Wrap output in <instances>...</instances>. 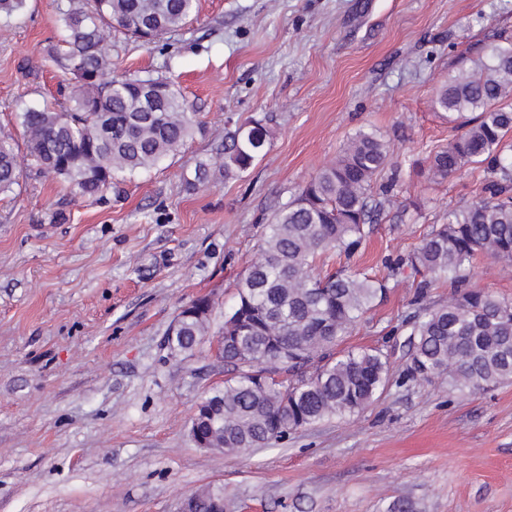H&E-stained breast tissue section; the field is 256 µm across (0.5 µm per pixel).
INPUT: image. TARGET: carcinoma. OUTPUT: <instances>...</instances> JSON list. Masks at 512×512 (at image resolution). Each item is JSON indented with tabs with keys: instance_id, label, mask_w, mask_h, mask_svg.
Returning a JSON list of instances; mask_svg holds the SVG:
<instances>
[{
	"instance_id": "1",
	"label": "carcinoma",
	"mask_w": 512,
	"mask_h": 512,
	"mask_svg": "<svg viewBox=\"0 0 512 512\" xmlns=\"http://www.w3.org/2000/svg\"><path fill=\"white\" fill-rule=\"evenodd\" d=\"M197 0H67L58 5L66 34L55 59L73 75L71 105L21 113L30 154L77 194L92 198L118 177L132 178L176 154L203 132L166 76L115 77L109 28L153 42L193 19ZM512 42L493 44L472 67L448 77L436 104L444 112H475L467 129L429 157L442 179L483 166L479 201L448 219L413 250L389 261L385 280L342 271L320 277L316 262L330 248L351 259L381 203L374 178L389 164L390 146L360 131L336 161L318 169L298 197L280 209L257 259L237 283V303L224 320V388L203 400L212 416L199 420L213 448L245 452L269 447L299 428L362 411L384 387L387 357L379 349L336 354L389 287L409 269L421 276L418 297L441 278L448 303L425 306L411 327L410 374L448 377L453 391L488 389L512 379V302L471 287L480 254L512 262ZM267 131L245 122L224 137V174L245 171L261 156ZM15 148L0 138V192L18 184ZM205 298L183 308L169 344L182 355L209 324ZM316 365L312 373L307 368ZM195 512H212L223 489L193 495Z\"/></svg>"
}]
</instances>
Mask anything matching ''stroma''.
<instances>
[{"label": "stroma", "instance_id": "stroma-1", "mask_svg": "<svg viewBox=\"0 0 512 512\" xmlns=\"http://www.w3.org/2000/svg\"><path fill=\"white\" fill-rule=\"evenodd\" d=\"M57 3L0 19V136L20 162L0 193V512H177L210 485L230 512H512V380L460 393L409 377V275L338 346L388 357L361 413L245 454L190 435L197 404L224 386L214 347L238 280L278 209L358 131L390 144L372 184L390 204L353 260L325 250L320 273L387 277L389 259L475 201L480 166L428 173L462 132L435 96L464 58L512 40V0H198L154 43L112 29L113 73L171 78L204 132L93 199L30 157L20 125L74 85L51 59ZM249 120L269 132L265 155L225 175L224 133ZM201 160L208 180L189 185ZM471 284L512 300V265L478 256ZM203 297L208 333L175 354L173 321Z\"/></svg>", "mask_w": 512, "mask_h": 512}]
</instances>
